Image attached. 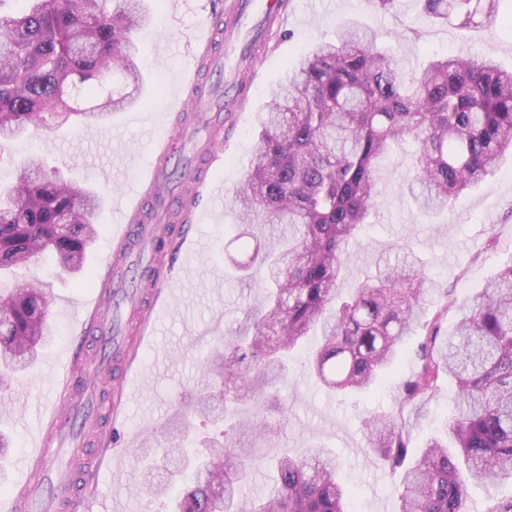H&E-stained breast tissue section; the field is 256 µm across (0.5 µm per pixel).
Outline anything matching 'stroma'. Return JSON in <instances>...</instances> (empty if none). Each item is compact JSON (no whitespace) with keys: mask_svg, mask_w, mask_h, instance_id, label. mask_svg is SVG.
<instances>
[{"mask_svg":"<svg viewBox=\"0 0 512 512\" xmlns=\"http://www.w3.org/2000/svg\"><path fill=\"white\" fill-rule=\"evenodd\" d=\"M225 0H148L153 20L134 34V52L143 75L137 106L116 113L112 119L90 125L54 128L56 141L45 147V131L0 149V182L7 181L18 161L37 152L75 185L97 188L105 205L97 217L98 237L90 250L86 269L94 281L59 269L52 258L41 256L19 270L22 279H36L55 296L50 316L53 336L40 352L32 371L14 381L0 397V431L8 432L12 451L0 466V498L16 495L25 479L24 460L35 450L31 426L40 413L49 411L61 397L50 388L61 371L75 336H83L85 355L97 359L100 346L93 333H82L75 312L91 302L104 279L103 267L111 258L112 226L119 218L122 197L131 193L152 156L143 141V126L157 136L177 140L182 115L174 111L178 96H191L184 79L201 24H214ZM282 29L264 46L256 47L252 67L256 73L244 103L229 120L220 121L224 156L208 165L205 154L198 164L208 165V188L188 219V238H200L204 250L187 246L172 250L174 266L195 269L192 282L166 286L162 317L146 342H139V317L135 311L122 316V339L141 364L134 379L136 399L128 408L127 425L114 430L107 417H94L83 426L90 459L105 449H122L117 464H104L91 490L92 512H111L112 469L125 472V512H167L168 498L147 502L134 473L140 467L139 450L174 442L192 450L203 438H222L223 424L204 421L194 412L198 394L211 380L207 358L214 343L243 323L247 310L259 307L266 288L264 272L239 271L235 263L253 251L257 241L271 233L255 225L252 235H242L230 199L240 188L254 148L257 119L270 95L285 82L289 67L324 39L334 38L336 23L351 18L386 36L393 52L408 69L422 68L430 59L449 55L491 53L503 68L512 67V26L461 30L427 20L420 0H400L396 12L384 14L367 7L365 0H294ZM415 145L400 142L378 173V207L374 223L366 225L351 248L347 274L339 294L348 297L373 271L382 254L406 243L421 259L426 273L437 282L428 298V312L444 311V329L457 320V303L472 294L512 261V156L503 158L496 172L466 191L448 209L421 211L405 189L414 174ZM455 307H448V300ZM421 340L413 332L406 351L376 392H333L317 382L305 355H295L279 398L288 409L286 420L263 440L255 441L253 481L244 487L246 498L266 494L274 462L283 450L303 453L315 446L329 449L340 462L339 479L351 490V512H400V480L370 451L369 417L402 414L412 452L440 433L455 405L456 391L443 381L438 393L417 408L401 409V382L418 368L414 351Z\"/></svg>","mask_w":512,"mask_h":512,"instance_id":"stroma-1","label":"stroma"}]
</instances>
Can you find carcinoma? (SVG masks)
<instances>
[{
    "mask_svg": "<svg viewBox=\"0 0 512 512\" xmlns=\"http://www.w3.org/2000/svg\"><path fill=\"white\" fill-rule=\"evenodd\" d=\"M25 0L17 15L0 13V143L28 135L47 117L62 122L111 119L135 104L139 84L132 34L152 21L145 0ZM427 18L459 29L499 19L503 0H420ZM413 139L411 188L428 211L443 210L481 183L512 152V70L492 57L448 56L406 70L355 21L318 43L290 67L288 83L261 113L246 178L232 197L244 224H285L279 247L256 248L240 264L265 266L263 310L228 332L214 351V381L199 396L214 401L249 396L264 410L276 405L288 355L310 333V370L333 391L367 392L401 355L416 325L425 331L418 370L401 387L402 402L434 397L444 379L456 386L445 439L430 440L405 465L409 441L396 417L369 421L376 454L403 469L401 512H466L468 486L512 479V262L458 306L455 330L441 335L442 312L425 317L436 282L405 246L342 303L339 282L378 197L377 164L391 146ZM103 201L46 165L39 155L18 164L0 186V275L24 268L46 251L64 271L77 272L97 238ZM12 320L0 327V392L32 368L51 340L49 293L39 281L0 293ZM240 431L268 436L265 417ZM211 442L189 464L179 448H157L159 463L139 470L148 496L162 497L160 473L174 455L192 467L193 484L171 499L170 512H344L349 488L339 463L322 448L283 452L269 492L246 500L251 452Z\"/></svg>",
    "mask_w": 512,
    "mask_h": 512,
    "instance_id": "carcinoma-1",
    "label": "carcinoma"
}]
</instances>
